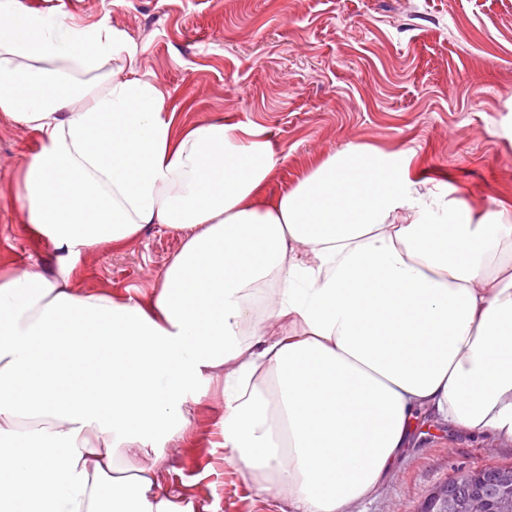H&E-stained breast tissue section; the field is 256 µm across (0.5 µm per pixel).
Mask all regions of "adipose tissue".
<instances>
[{
    "mask_svg": "<svg viewBox=\"0 0 512 512\" xmlns=\"http://www.w3.org/2000/svg\"><path fill=\"white\" fill-rule=\"evenodd\" d=\"M16 199L59 269L0 271V512H193L152 468L223 379L229 461L288 512H352L424 421L512 446V212L428 195L415 150L351 143L265 197L283 151L168 107L125 31L0 0ZM184 231L143 301L76 293L88 254Z\"/></svg>",
    "mask_w": 512,
    "mask_h": 512,
    "instance_id": "ef3b65f1",
    "label": "adipose tissue"
}]
</instances>
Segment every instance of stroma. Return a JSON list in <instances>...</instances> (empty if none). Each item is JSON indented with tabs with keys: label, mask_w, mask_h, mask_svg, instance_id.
Instances as JSON below:
<instances>
[{
	"label": "stroma",
	"mask_w": 512,
	"mask_h": 512,
	"mask_svg": "<svg viewBox=\"0 0 512 512\" xmlns=\"http://www.w3.org/2000/svg\"><path fill=\"white\" fill-rule=\"evenodd\" d=\"M78 24L125 31L169 106L190 122L255 121L284 150L274 196L314 160L350 143L413 148L429 190L478 211H512V0H23ZM37 148L0 122V267L57 269L35 246L14 193ZM183 231L147 225L120 249L84 257L76 292L146 300L180 250ZM192 429L159 440L161 486L195 512H274L228 462L222 381L190 397ZM512 464V446L435 424L404 449L359 512H421L455 474Z\"/></svg>",
	"instance_id": "stroma-1"
}]
</instances>
